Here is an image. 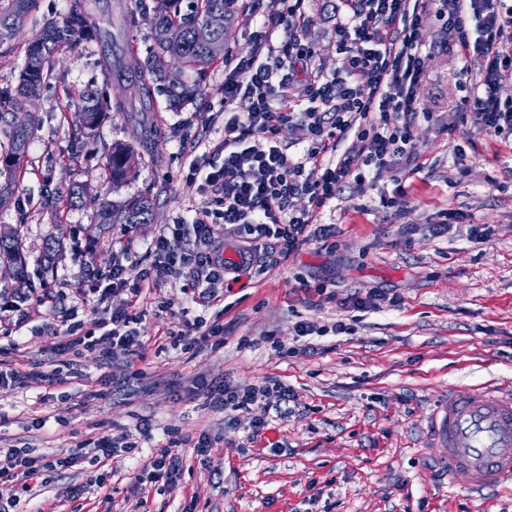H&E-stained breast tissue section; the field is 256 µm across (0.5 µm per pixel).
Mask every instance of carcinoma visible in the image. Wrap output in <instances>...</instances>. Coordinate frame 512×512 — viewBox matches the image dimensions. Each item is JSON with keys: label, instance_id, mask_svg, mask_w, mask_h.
Listing matches in <instances>:
<instances>
[{"label": "carcinoma", "instance_id": "cac0c4a2", "mask_svg": "<svg viewBox=\"0 0 512 512\" xmlns=\"http://www.w3.org/2000/svg\"><path fill=\"white\" fill-rule=\"evenodd\" d=\"M237 0H153V45L143 61L135 68L129 67L124 52L112 33L106 31L95 19L86 0H74L68 16L62 21H46L40 32L27 43L25 63L19 72L18 84L13 91H0V123L5 127L6 140H0V206L7 203L14 192L17 172L24 166L36 126L26 109L27 101L36 98L53 77L56 54L62 45L75 38L87 42L106 43L104 50L105 74L126 85V96L108 105L90 90L83 92L73 102L83 112L84 119L77 125L75 134L93 139L110 112H145L153 101L155 86L161 84L167 93L169 105L176 108L193 100L198 84L182 82L172 85L167 80L170 62L177 58L185 68L203 73L216 60L211 52L212 42L224 39L236 13ZM36 0H4L0 3V43L12 39L22 28L25 18L35 8ZM177 27L182 40L169 41L166 31ZM135 153V146L114 143L105 159L112 182L119 184L130 180L133 167L125 158ZM67 205L81 207L97 205L98 221L108 224V210L121 208L128 212L131 224H148L153 220L155 203L147 194L130 197L115 203L87 194L86 187L74 182L65 192ZM0 262L16 268L24 278L25 256L18 233L0 240Z\"/></svg>", "mask_w": 512, "mask_h": 512}]
</instances>
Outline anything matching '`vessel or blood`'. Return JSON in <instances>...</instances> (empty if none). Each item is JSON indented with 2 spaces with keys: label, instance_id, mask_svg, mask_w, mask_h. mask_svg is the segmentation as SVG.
<instances>
[{
  "label": "vessel or blood",
  "instance_id": "1",
  "mask_svg": "<svg viewBox=\"0 0 512 512\" xmlns=\"http://www.w3.org/2000/svg\"><path fill=\"white\" fill-rule=\"evenodd\" d=\"M449 484L483 491L512 487V389L450 387L436 428Z\"/></svg>",
  "mask_w": 512,
  "mask_h": 512
}]
</instances>
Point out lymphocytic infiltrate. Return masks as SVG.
Listing matches in <instances>:
<instances>
[{
  "label": "lymphocytic infiltrate",
  "mask_w": 512,
  "mask_h": 512,
  "mask_svg": "<svg viewBox=\"0 0 512 512\" xmlns=\"http://www.w3.org/2000/svg\"><path fill=\"white\" fill-rule=\"evenodd\" d=\"M305 0H272L267 14L251 15L257 27L250 56L224 59V106L235 115L224 124V138L213 154L193 156L190 178L208 197L195 209L190 225H174L162 232L153 251L160 269L185 263L182 239L186 230L209 242L208 252L195 255L194 288H212L226 275L251 265L262 249L275 244L288 256L309 241L331 235L317 217L349 181L365 182L367 166L397 163L410 154L411 128L420 114L418 90L423 69L419 48L427 17L442 23L448 45L464 57L482 61L484 94L464 99V107L483 112L485 124L497 137L512 136V102L497 94L512 82V0H342L343 16L336 24L340 46L332 73L313 67L312 54L301 30L289 18L304 13ZM289 76L302 75L309 108L295 112L283 90ZM293 125L306 149L302 157H288L280 146L284 125ZM346 151H339L342 140ZM364 158L365 168L354 165ZM320 176L310 180L308 170ZM308 199L307 208L291 206L295 197ZM235 226L245 246L239 261L227 260L216 238L215 221ZM129 309L114 313L110 338L131 346L144 314L148 294L157 279L136 275ZM213 407L233 413L250 412L254 405L280 409L289 402L284 384L227 382L209 387ZM40 472L37 458L11 448L0 458V492L28 493Z\"/></svg>",
  "instance_id": "1"
}]
</instances>
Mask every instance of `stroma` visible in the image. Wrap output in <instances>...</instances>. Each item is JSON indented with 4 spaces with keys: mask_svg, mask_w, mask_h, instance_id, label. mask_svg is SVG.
Returning a JSON list of instances; mask_svg holds the SVG:
<instances>
[{
    "mask_svg": "<svg viewBox=\"0 0 512 512\" xmlns=\"http://www.w3.org/2000/svg\"><path fill=\"white\" fill-rule=\"evenodd\" d=\"M114 19L134 15L121 44L144 55L152 0H106ZM71 0H37L21 34L0 44V91L14 88L25 46L48 20H62ZM336 0H307L303 34L314 62L336 66ZM433 19L423 27L419 89L430 118L412 127L410 162L385 166L373 182L346 184L319 223L334 227L326 243L270 255L217 283L218 302L193 297L192 268L161 279L139 326L140 352L103 339L130 287H110L121 263L152 267L151 247L164 228L182 223L201 200L187 177L190 142L210 151L231 112L222 108L224 63L204 75L192 103L171 109L163 91L142 120L111 113L94 142L72 135L70 95L94 90L115 102L122 90L98 64L102 46L74 40L58 56L53 79L32 101L39 127L15 193L0 206V227L20 231L24 280L0 271V448H27L55 460L106 437L131 446L115 476L91 458L44 469L36 498L0 499V512H512V491L473 492L449 485L435 419L448 389L512 385V145L498 141L482 112L463 109L470 90L457 51L438 45ZM121 141L138 146L137 175L113 184L104 152ZM119 202L151 193L149 224L100 228L95 206L69 207L50 193L70 182ZM397 197L395 217L380 203ZM454 220H446V213ZM478 225L486 237L472 239ZM62 243L53 270L43 266L46 238ZM99 275L104 295L90 293ZM381 292L382 308L352 315L346 298ZM343 320L348 335L316 330ZM218 322L224 343L191 348L172 336L192 323ZM314 328L310 351L287 356L299 326ZM76 329L94 347L56 354L59 332ZM110 357H103V348ZM275 379L295 396L292 412L263 407L230 422L209 407L201 384ZM210 455L194 449L199 438ZM178 446L179 472L134 490L141 460ZM103 485L104 496L94 493Z\"/></svg>",
    "mask_w": 512,
    "mask_h": 512,
    "instance_id": "stroma-1",
    "label": "stroma"
}]
</instances>
